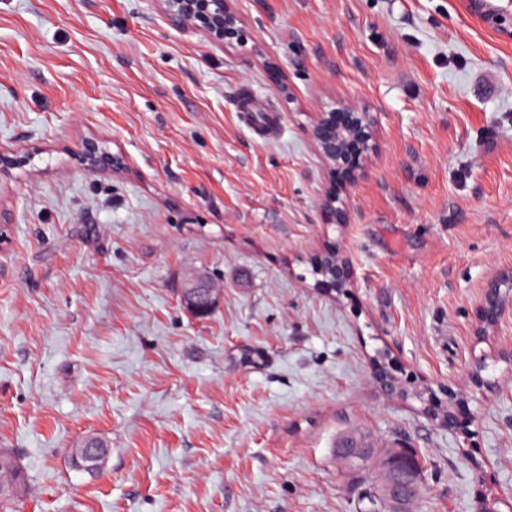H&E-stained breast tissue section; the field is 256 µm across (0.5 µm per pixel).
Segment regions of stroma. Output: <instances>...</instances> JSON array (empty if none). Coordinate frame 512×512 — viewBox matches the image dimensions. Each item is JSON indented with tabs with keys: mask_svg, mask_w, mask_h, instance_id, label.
<instances>
[{
	"mask_svg": "<svg viewBox=\"0 0 512 512\" xmlns=\"http://www.w3.org/2000/svg\"><path fill=\"white\" fill-rule=\"evenodd\" d=\"M232 5L247 40L217 46L160 0H0V449L27 477L0 512H358L351 433L417 451L414 512H512V39L462 0ZM342 103L378 148L333 224L312 130ZM190 268L224 285L205 319ZM383 352L468 429L386 396ZM89 435L94 477L68 457ZM331 256L324 258H332L330 259V267H331V280L326 281L332 288H336L337 291H342L349 282L351 281V270L347 260L339 255L338 253H331ZM322 258L320 262L324 259ZM338 288H340L338 290Z\"/></svg>",
	"mask_w": 512,
	"mask_h": 512,
	"instance_id": "1",
	"label": "stroma"
}]
</instances>
